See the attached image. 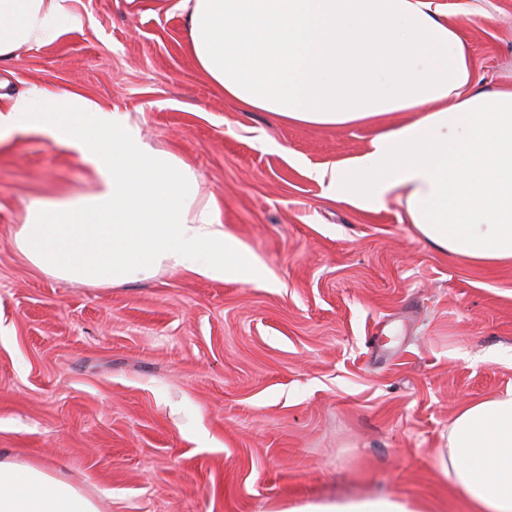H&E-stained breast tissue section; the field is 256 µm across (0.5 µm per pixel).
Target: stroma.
Returning <instances> with one entry per match:
<instances>
[{"instance_id": "stroma-1", "label": "stroma", "mask_w": 512, "mask_h": 512, "mask_svg": "<svg viewBox=\"0 0 512 512\" xmlns=\"http://www.w3.org/2000/svg\"><path fill=\"white\" fill-rule=\"evenodd\" d=\"M481 84L512 83V0H442ZM79 28L0 63L8 93L73 89L191 163L264 283L161 270L89 286L16 244L33 197L89 196L91 168L41 133L0 140V461L99 512H288L394 495L464 512L437 468L464 402L512 389V264L423 241L404 201L363 211L314 178L367 126L243 112L195 66L179 0H70Z\"/></svg>"}]
</instances>
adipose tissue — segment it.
I'll use <instances>...</instances> for the list:
<instances>
[{
	"mask_svg": "<svg viewBox=\"0 0 512 512\" xmlns=\"http://www.w3.org/2000/svg\"><path fill=\"white\" fill-rule=\"evenodd\" d=\"M200 71L242 111L323 128L384 127L370 149L325 172L326 198L361 210L406 200L426 241L471 263L512 262V84L478 89L471 48L438 0H180ZM81 26L68 0H0V59ZM44 133L90 166L86 197H35L22 255L91 285L146 280L160 268L255 282L259 260L202 200L195 167L146 142L127 117L74 91L31 85L0 109V139ZM438 468L467 512H512V391L462 404ZM0 512H98L36 467L0 462ZM294 512H429L399 496L310 502Z\"/></svg>",
	"mask_w": 512,
	"mask_h": 512,
	"instance_id": "1",
	"label": "adipose tissue"
}]
</instances>
